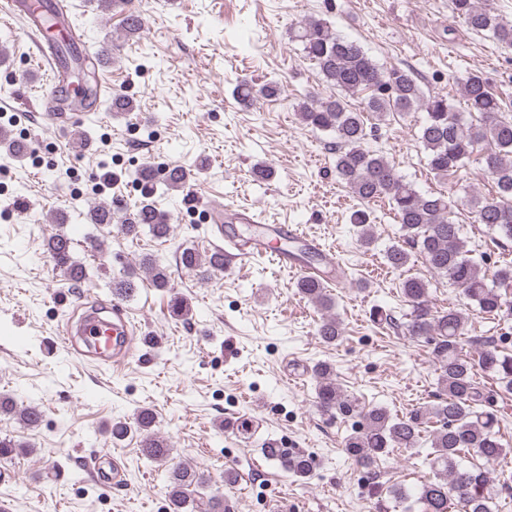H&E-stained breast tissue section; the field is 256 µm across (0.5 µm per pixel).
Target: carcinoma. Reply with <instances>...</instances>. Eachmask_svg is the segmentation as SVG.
Wrapping results in <instances>:
<instances>
[{"instance_id": "1", "label": "carcinoma", "mask_w": 512, "mask_h": 512, "mask_svg": "<svg viewBox=\"0 0 512 512\" xmlns=\"http://www.w3.org/2000/svg\"><path fill=\"white\" fill-rule=\"evenodd\" d=\"M453 17L501 45L512 46V22L480 5L479 0H451ZM292 41L313 62L322 83L332 93L308 94L298 104L300 121L314 130L336 135V177L353 197L363 203L384 200L400 224L405 245L393 244L385 252L386 264L404 269L417 254L433 272L444 276L461 290L480 314L500 320L512 319V264L497 267L487 279L461 236V226L451 219V202L440 192L422 194L399 175L388 159L365 146L367 121L382 122L391 115L407 116L418 110L426 112L417 140L426 154V165L437 177L453 175L471 161H480L491 176L494 192L475 194L471 206L475 222L485 225L498 240L512 241V119H507L499 98L486 79L469 73L458 79L465 108L478 114L477 123L467 122L453 100L444 92L425 96L417 78L402 68L382 69L357 42L334 33L322 19L306 18L294 27ZM278 83L271 81L255 89L241 81L234 89L243 102L260 94L277 96ZM362 98L361 107L349 104ZM190 170L174 166L163 175L150 166L141 168L137 180L144 190L143 199L131 211L115 206H101L89 212L93 224H111L119 219L121 232L136 238L147 228L157 238L170 234L166 212L160 210L154 196L178 190L188 182ZM351 223L359 228L358 240L368 248L374 242V225L365 209L354 211ZM47 250L65 275L80 283L85 279L82 265L71 258V241L63 233L49 237ZM187 269L201 273L224 268V252L216 250L206 257L192 248L180 255ZM142 265L150 272L153 286L169 287L164 266L146 257ZM300 294L315 303L324 317L318 335L333 343L342 336L340 322L331 315L333 301L327 295L325 280L302 279ZM400 291L411 306L406 323L408 333L423 336L434 344L433 354L439 365L438 401L417 407L405 416L391 415L385 408L361 403L345 393L334 379L331 364L314 366L316 406L327 415L337 412L361 418L360 428L345 438L346 453L360 467L373 470L391 448H414L421 440L430 443L433 476L414 493L394 489L390 494L405 505V512H491L487 473L477 465L465 466L462 456L470 454L487 462L507 455L498 437L497 414L483 409V388L476 381L478 372L495 378L499 389L512 392V355L493 343H486L472 354L462 351L468 316L456 309L432 311L428 303V283L417 276L404 278ZM10 412L27 428L36 426L41 410L32 404L17 407L0 397V412ZM155 414L140 410L136 429L143 435L141 454L150 462L169 465V512H227L224 498L217 492L202 496L199 489L209 483L205 473L174 461L173 449L153 432ZM266 456L277 461L293 476L307 479L314 468L310 455L290 453L284 448H267Z\"/></svg>"}]
</instances>
